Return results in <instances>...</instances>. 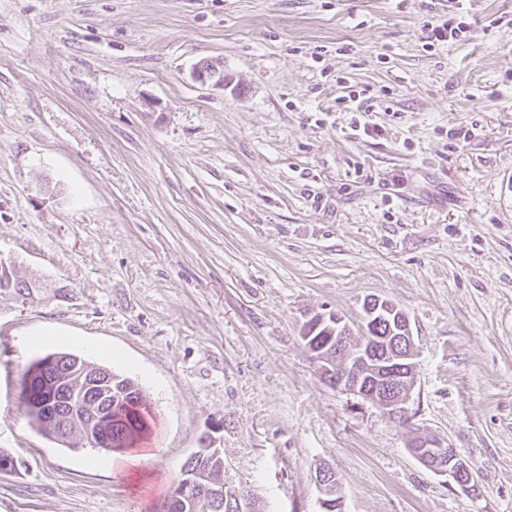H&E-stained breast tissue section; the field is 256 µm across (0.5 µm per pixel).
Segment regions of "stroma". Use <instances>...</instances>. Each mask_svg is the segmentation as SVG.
<instances>
[{
    "label": "stroma",
    "instance_id": "obj_1",
    "mask_svg": "<svg viewBox=\"0 0 512 512\" xmlns=\"http://www.w3.org/2000/svg\"><path fill=\"white\" fill-rule=\"evenodd\" d=\"M439 17L466 29L431 46ZM0 257L41 283L0 290V512H160L205 436L260 512H322L324 465L343 512H512V0H0ZM370 297L410 321L404 420L299 335ZM61 351L149 396L138 469L30 425ZM412 455L425 467L439 475H446L453 479L458 485L467 486L472 480L464 482L460 478L464 470H468L465 460L459 457L455 448L443 445L440 441L430 438L417 436L411 440L409 446Z\"/></svg>",
    "mask_w": 512,
    "mask_h": 512
}]
</instances>
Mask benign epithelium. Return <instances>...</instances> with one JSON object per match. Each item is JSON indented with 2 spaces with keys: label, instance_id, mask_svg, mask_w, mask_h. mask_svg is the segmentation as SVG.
Wrapping results in <instances>:
<instances>
[{
  "label": "benign epithelium",
  "instance_id": "1",
  "mask_svg": "<svg viewBox=\"0 0 512 512\" xmlns=\"http://www.w3.org/2000/svg\"><path fill=\"white\" fill-rule=\"evenodd\" d=\"M194 78L201 83H212L219 87L230 85L224 70L198 63L193 69ZM399 314L397 335L381 338L382 346L360 342L349 347L352 330L343 317L334 314H316L304 325L301 338L308 343L320 329L327 336L321 348L312 351L321 375L334 388L355 395L395 416L407 412L412 391L416 386L414 337L407 315L398 312V306L389 300H377L375 309L366 310L370 316L379 311ZM25 400H38L49 407L45 411L46 422L66 437L80 436L82 444L90 448L112 445L113 413L122 401L112 400L110 375L94 369L92 364L73 367L66 376L58 378L56 372L42 377L40 391L27 389ZM68 407L67 421L59 423V415L51 409L60 404ZM412 455L425 467L439 475H446L457 484L464 486L460 474L468 469L465 460L459 457L455 448L430 438L417 436L409 446ZM317 480L325 499L324 512H341V500L331 490L330 473L324 468L317 471Z\"/></svg>",
  "mask_w": 512,
  "mask_h": 512
}]
</instances>
